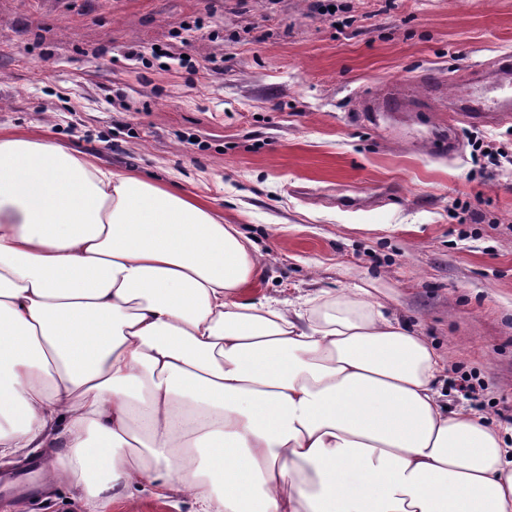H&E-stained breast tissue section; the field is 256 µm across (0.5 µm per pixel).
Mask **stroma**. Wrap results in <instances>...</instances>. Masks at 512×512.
<instances>
[{
  "label": "stroma",
  "instance_id": "1",
  "mask_svg": "<svg viewBox=\"0 0 512 512\" xmlns=\"http://www.w3.org/2000/svg\"><path fill=\"white\" fill-rule=\"evenodd\" d=\"M512 56V0H0V130L194 196L264 255L243 299L359 286L428 337L482 415L512 407L507 125L462 108ZM412 90L396 107L374 93ZM451 134L457 153H435ZM0 512H92L44 478ZM108 512H194L145 490Z\"/></svg>",
  "mask_w": 512,
  "mask_h": 512
}]
</instances>
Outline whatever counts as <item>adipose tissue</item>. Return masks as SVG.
<instances>
[{
  "label": "adipose tissue",
  "mask_w": 512,
  "mask_h": 512,
  "mask_svg": "<svg viewBox=\"0 0 512 512\" xmlns=\"http://www.w3.org/2000/svg\"><path fill=\"white\" fill-rule=\"evenodd\" d=\"M261 253L200 203L0 133V458L97 506L512 512V448L370 290L240 298ZM54 454L53 449L41 448L33 452H22L14 457L0 459V472H14L22 469L30 461L36 460L40 462L41 467L45 458ZM134 501L118 500L111 504L107 512H193V502L175 493L168 499H161L153 496L146 490L135 491L133 494Z\"/></svg>",
  "instance_id": "1"
}]
</instances>
